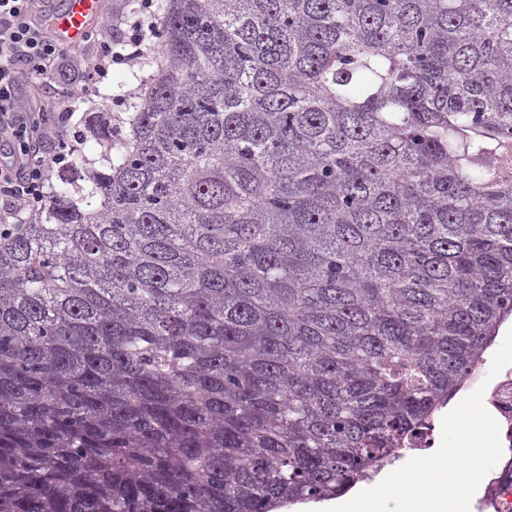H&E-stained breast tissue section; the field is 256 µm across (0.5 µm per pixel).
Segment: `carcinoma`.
Here are the masks:
<instances>
[{
  "mask_svg": "<svg viewBox=\"0 0 512 512\" xmlns=\"http://www.w3.org/2000/svg\"><path fill=\"white\" fill-rule=\"evenodd\" d=\"M154 21L105 164L0 228V512L340 495L512 318V0Z\"/></svg>",
  "mask_w": 512,
  "mask_h": 512,
  "instance_id": "1",
  "label": "carcinoma"
}]
</instances>
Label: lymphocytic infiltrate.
Returning <instances> with one entry per match:
<instances>
[{
  "label": "lymphocytic infiltrate",
  "mask_w": 512,
  "mask_h": 512,
  "mask_svg": "<svg viewBox=\"0 0 512 512\" xmlns=\"http://www.w3.org/2000/svg\"><path fill=\"white\" fill-rule=\"evenodd\" d=\"M50 0H0V225L26 224L37 212L52 173L67 166L83 132L72 121L71 107L54 105L31 111L20 104L19 85L53 76L69 47L51 34ZM143 0L138 17L120 16L130 30L123 45H115L107 23L89 26L93 64L82 72L71 100L91 95L109 68L130 61L148 45L152 15Z\"/></svg>",
  "instance_id": "1"
}]
</instances>
